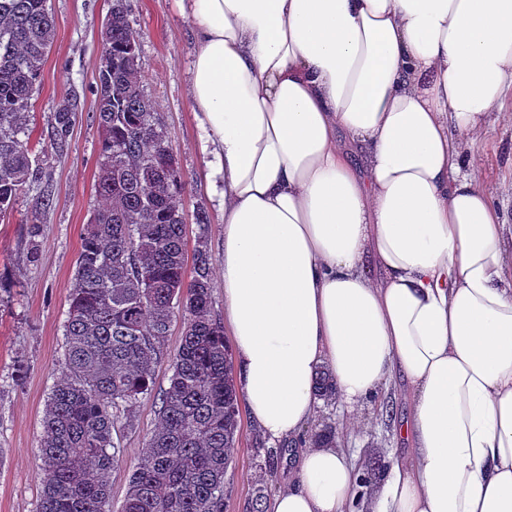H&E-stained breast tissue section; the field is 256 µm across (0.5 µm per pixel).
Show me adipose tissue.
Wrapping results in <instances>:
<instances>
[{
    "mask_svg": "<svg viewBox=\"0 0 512 512\" xmlns=\"http://www.w3.org/2000/svg\"><path fill=\"white\" fill-rule=\"evenodd\" d=\"M190 95L223 175L224 324L268 444L329 367L355 427L390 379L410 452L363 491L302 449L267 512H512V0H184ZM512 139V125H495L491 130L485 144L482 149L476 155V161L478 164L483 166L491 176H495L498 170L503 168L505 158L502 156V152L498 155L497 148L502 145L511 143Z\"/></svg>",
    "mask_w": 512,
    "mask_h": 512,
    "instance_id": "1",
    "label": "adipose tissue"
}]
</instances>
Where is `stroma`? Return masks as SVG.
<instances>
[{"label": "stroma", "instance_id": "1", "mask_svg": "<svg viewBox=\"0 0 512 512\" xmlns=\"http://www.w3.org/2000/svg\"><path fill=\"white\" fill-rule=\"evenodd\" d=\"M55 37L28 113L29 144L46 170L42 184L22 194L11 215L0 221V512H37L42 490L40 441L47 398L59 378L64 350L68 293L81 249V234L102 200L96 191L101 163V133L90 119L96 108L101 62V24L112 0H46ZM128 20L140 34L141 88L165 125L179 167L186 178L181 207L186 221V250L205 238L213 273V311L224 315L223 179L189 92L193 59V21L180 0H127ZM78 111L67 145L56 147L54 114L68 98ZM47 207L37 208L41 195ZM206 226H199L198 215ZM27 369L17 379V366ZM390 404L393 415L382 421L379 410ZM410 400L400 381L382 388L360 423L342 429L338 400L321 401L314 422L292 447H274V472L261 469L253 448L256 435L248 413L240 415L238 444L224 476V512H250L257 490L266 496L287 483L308 439L323 424L353 454L404 457L408 442L398 438L396 423L408 415ZM133 429L122 432L124 454L111 476L113 507H120L129 474L157 426L154 398L141 399Z\"/></svg>", "mask_w": 512, "mask_h": 512}]
</instances>
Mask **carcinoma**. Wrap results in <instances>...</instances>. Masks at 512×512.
Listing matches in <instances>:
<instances>
[{
  "mask_svg": "<svg viewBox=\"0 0 512 512\" xmlns=\"http://www.w3.org/2000/svg\"><path fill=\"white\" fill-rule=\"evenodd\" d=\"M99 99L102 131L97 192L64 325L62 371L43 419L39 512H112L110 476L134 426L135 407L152 395L175 310L185 326L170 355L160 423L129 474L120 512H224V474L239 433V402L224 325L212 309L205 236L194 276L185 279V179L165 126L145 97L138 71L140 34L126 0H112L103 23ZM55 36L45 0H0V216L45 178L29 145L26 113ZM76 100L54 116L68 141Z\"/></svg>",
  "mask_w": 512,
  "mask_h": 512,
  "instance_id": "cac0c4a2",
  "label": "carcinoma"
}]
</instances>
